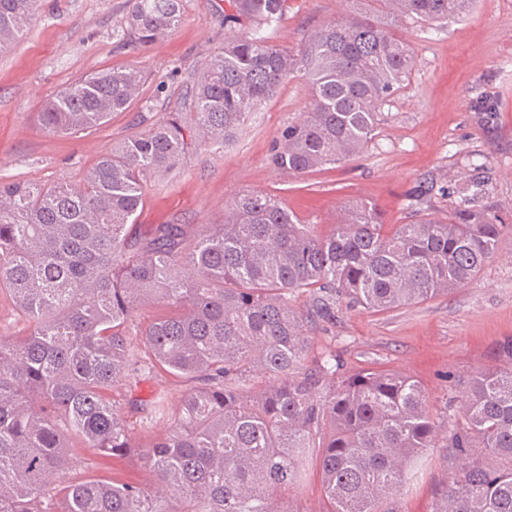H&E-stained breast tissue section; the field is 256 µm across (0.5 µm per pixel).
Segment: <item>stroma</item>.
<instances>
[{"mask_svg": "<svg viewBox=\"0 0 512 512\" xmlns=\"http://www.w3.org/2000/svg\"><path fill=\"white\" fill-rule=\"evenodd\" d=\"M134 0H39L24 31L0 53V181L79 184L83 172L112 145L144 131L181 106L183 89L203 59L224 43L226 0H185L169 36L136 47L124 39ZM343 9V0H288L269 40L291 49ZM398 33L411 47L406 88L380 108L375 139L340 166L290 175L271 156L283 130L310 107L309 86L295 76L221 146L193 148L172 172L149 182L136 213L155 224H216L237 194L276 197L303 223L328 230L338 210L373 203L384 223L403 224L418 208L447 215L465 191L485 182L490 199L512 211V0H476L469 16L435 27L403 18ZM140 67L142 93L127 111L74 136H53L39 122L44 101L108 67ZM334 316L305 324L313 353L334 351L344 374L394 371L416 380L436 421L460 418L462 391L474 373L496 365L498 345L512 338V234L468 284L428 301L373 313L346 300ZM189 384L165 375L130 374L113 392L138 440L166 433L146 405L164 392L179 406ZM73 476L147 484L150 474L131 457H107L76 447ZM449 463L428 452L397 497L399 512H435ZM300 512H329L316 452L304 462L299 487L287 490Z\"/></svg>", "mask_w": 512, "mask_h": 512, "instance_id": "obj_1", "label": "stroma"}]
</instances>
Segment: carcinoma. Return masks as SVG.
Masks as SVG:
<instances>
[{
  "label": "carcinoma",
  "instance_id": "obj_1",
  "mask_svg": "<svg viewBox=\"0 0 512 512\" xmlns=\"http://www.w3.org/2000/svg\"><path fill=\"white\" fill-rule=\"evenodd\" d=\"M38 0H0V49ZM475 0H348L352 8L296 50L264 28L288 0H228L231 32L186 84L182 108L112 147L66 183L0 181V291L29 321L0 333V512H301L277 493L298 485L319 449L333 512H396L394 500L442 426L407 376L340 374L336 355L305 367L311 341L291 304L303 291L343 297L371 312L423 302L471 281L512 230L481 202L484 185L437 218L423 210L385 224L362 201L322 232L275 197L244 191L224 222L190 237L184 224L135 223L148 182L198 144L222 145L297 74L312 101L273 155L293 175L359 155L376 135L381 104L414 66L395 33L403 17L443 24ZM184 0H134L129 41L148 46L180 24ZM144 84L136 66L105 68L44 103L41 126L73 134L126 111ZM166 306L131 347L129 319ZM500 365L475 373L461 420L443 448L448 472L436 512H512V339ZM195 382L170 429L135 440L109 392L129 372ZM137 455L150 486L69 477L68 441Z\"/></svg>",
  "mask_w": 512,
  "mask_h": 512
}]
</instances>
